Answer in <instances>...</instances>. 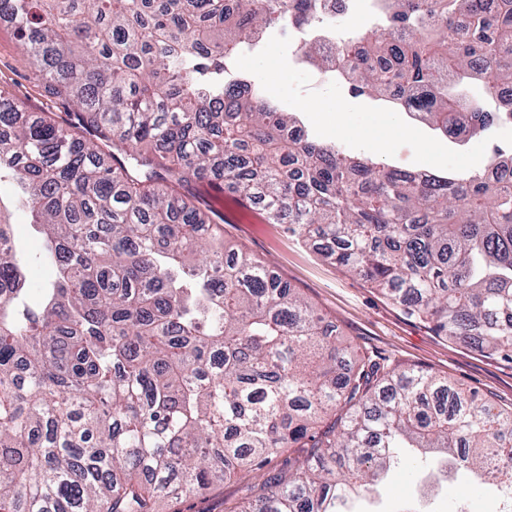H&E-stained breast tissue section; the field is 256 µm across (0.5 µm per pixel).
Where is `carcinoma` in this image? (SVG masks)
<instances>
[{"label":"carcinoma","instance_id":"1","mask_svg":"<svg viewBox=\"0 0 512 512\" xmlns=\"http://www.w3.org/2000/svg\"><path fill=\"white\" fill-rule=\"evenodd\" d=\"M315 0H0L49 95L0 90V183L18 187L53 280L32 298L0 201V512H159L264 470L225 512H342L430 455L512 512V410L359 357L264 263L224 244L197 186L222 179L436 333L512 360V164L404 172L310 139L226 59L312 20ZM404 30L348 39L356 95L403 101L467 143L512 126V0H385ZM318 67L317 42L300 47ZM325 416L330 425H316Z\"/></svg>","mask_w":512,"mask_h":512}]
</instances>
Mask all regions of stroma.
I'll list each match as a JSON object with an SVG mask.
<instances>
[{"label": "stroma", "mask_w": 512, "mask_h": 512, "mask_svg": "<svg viewBox=\"0 0 512 512\" xmlns=\"http://www.w3.org/2000/svg\"><path fill=\"white\" fill-rule=\"evenodd\" d=\"M295 42L261 43L240 56L238 71L284 111L296 113L320 142L351 155H370L402 171L458 173L482 168L493 145L512 144V126L497 128L491 139L460 145L410 119L390 104L352 96L344 82L314 84L312 66H299ZM0 89L33 112L71 111V103L47 95L17 46L10 26L0 23ZM202 200L223 220L224 240L272 271L336 324L358 354L390 369L419 368L475 390L497 407L512 409V361L490 356L461 340L437 335L431 325L407 316L381 290L321 257L284 225L270 223L262 206L242 201L223 181L199 188ZM241 478L231 477L201 495H181L161 502L160 512H224L243 498ZM497 512L492 487L454 480L433 500L436 512Z\"/></svg>", "instance_id": "stroma-1"}]
</instances>
